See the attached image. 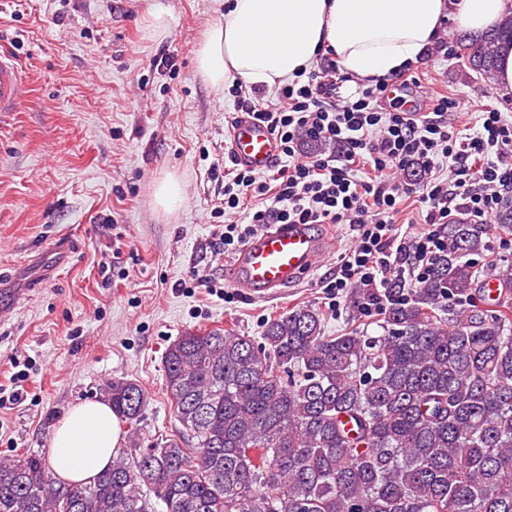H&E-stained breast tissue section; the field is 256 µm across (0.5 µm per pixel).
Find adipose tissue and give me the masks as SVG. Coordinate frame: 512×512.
<instances>
[{
  "label": "adipose tissue",
  "instance_id": "adipose-tissue-1",
  "mask_svg": "<svg viewBox=\"0 0 512 512\" xmlns=\"http://www.w3.org/2000/svg\"><path fill=\"white\" fill-rule=\"evenodd\" d=\"M510 16L512 0H224L198 44L196 73L215 90L237 81L271 86L329 48L345 72L383 79L416 61L443 19L483 33ZM122 435L110 404H77L52 434L50 465L66 483L90 482L111 464Z\"/></svg>",
  "mask_w": 512,
  "mask_h": 512
}]
</instances>
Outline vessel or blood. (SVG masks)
Returning a JSON list of instances; mask_svg holds the SVG:
<instances>
[{
    "mask_svg": "<svg viewBox=\"0 0 512 512\" xmlns=\"http://www.w3.org/2000/svg\"><path fill=\"white\" fill-rule=\"evenodd\" d=\"M30 94L24 69L10 54L0 52V122L21 111ZM230 145L238 163L262 170L278 149L265 125L239 116L230 129ZM324 253L323 240L306 224H280L252 239L234 263L236 284L265 297L295 283Z\"/></svg>",
    "mask_w": 512,
    "mask_h": 512,
    "instance_id": "obj_1",
    "label": "vessel or blood"
}]
</instances>
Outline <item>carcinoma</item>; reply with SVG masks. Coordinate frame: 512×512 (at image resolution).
<instances>
[{"label":"carcinoma","instance_id":"carcinoma-1","mask_svg":"<svg viewBox=\"0 0 512 512\" xmlns=\"http://www.w3.org/2000/svg\"><path fill=\"white\" fill-rule=\"evenodd\" d=\"M511 33L512 18L459 55L490 81ZM493 231L448 224L428 273L367 290L379 336H328L312 305L271 317L258 345L182 333L164 354L182 437L124 449L86 485L41 455L0 460V512H512V302L485 306L472 261ZM102 391L137 425L139 384Z\"/></svg>","mask_w":512,"mask_h":512}]
</instances>
